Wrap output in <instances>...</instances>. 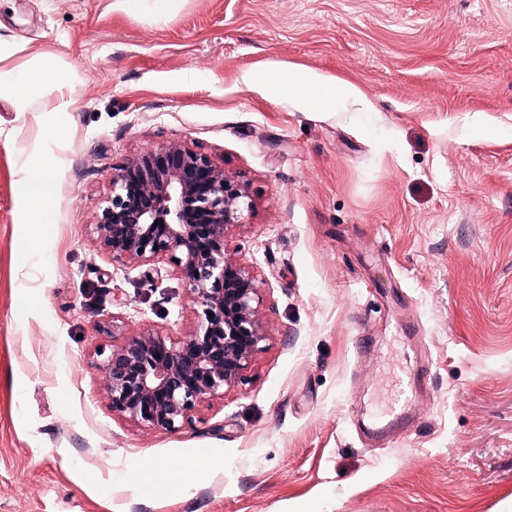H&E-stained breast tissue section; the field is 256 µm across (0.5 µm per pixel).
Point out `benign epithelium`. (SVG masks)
<instances>
[{"label":"benign epithelium","mask_w":512,"mask_h":512,"mask_svg":"<svg viewBox=\"0 0 512 512\" xmlns=\"http://www.w3.org/2000/svg\"><path fill=\"white\" fill-rule=\"evenodd\" d=\"M252 209L248 185L184 141L116 169L99 239L117 258L168 260L201 312L184 340L144 331L97 352L112 411L177 432L192 425L196 404L245 379L266 338L263 295L255 272L226 257L224 234Z\"/></svg>","instance_id":"benign-epithelium-1"}]
</instances>
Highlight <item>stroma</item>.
I'll list each match as a JSON object with an SVG mask.
<instances>
[{
	"label": "stroma",
	"mask_w": 512,
	"mask_h": 512,
	"mask_svg": "<svg viewBox=\"0 0 512 512\" xmlns=\"http://www.w3.org/2000/svg\"><path fill=\"white\" fill-rule=\"evenodd\" d=\"M0 0V50L82 76L69 112L0 100V512H512V0ZM355 86L318 111L261 71ZM180 140L248 184L228 258L253 267L266 341L192 426L116 413L98 349L190 336L166 260L94 224L115 167ZM53 170L54 221L20 212ZM122 335L107 334L111 325ZM412 424L377 443L389 409ZM195 460L190 491L138 481ZM55 194L56 179L53 171L45 167H30L26 172L21 193L24 223L50 224L47 205Z\"/></svg>",
	"instance_id": "35a3bbf8"
}]
</instances>
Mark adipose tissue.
I'll return each mask as SVG.
<instances>
[{
	"mask_svg": "<svg viewBox=\"0 0 512 512\" xmlns=\"http://www.w3.org/2000/svg\"><path fill=\"white\" fill-rule=\"evenodd\" d=\"M0 54V99L13 102L17 111H28L31 102H38L44 112H68L74 106L72 92L79 81L77 71L61 61H50L33 55L25 69L7 66ZM282 94L300 100L304 105L321 109L346 98H358V91L348 84L335 83L320 76L295 72L269 80ZM56 194L53 171L34 166L27 170L21 193L24 223L46 224L50 221L48 203Z\"/></svg>",
	"mask_w": 512,
	"mask_h": 512,
	"instance_id": "1",
	"label": "adipose tissue"
}]
</instances>
